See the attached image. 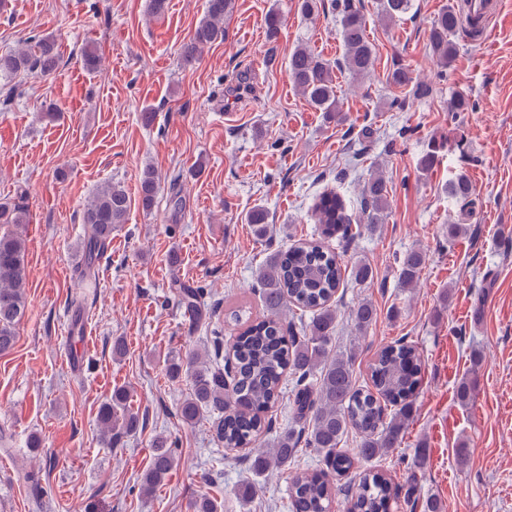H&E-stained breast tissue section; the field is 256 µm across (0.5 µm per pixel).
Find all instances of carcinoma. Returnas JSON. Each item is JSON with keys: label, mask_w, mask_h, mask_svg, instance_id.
Wrapping results in <instances>:
<instances>
[{"label": "carcinoma", "mask_w": 512, "mask_h": 512, "mask_svg": "<svg viewBox=\"0 0 512 512\" xmlns=\"http://www.w3.org/2000/svg\"><path fill=\"white\" fill-rule=\"evenodd\" d=\"M233 8L232 0H207L206 15L196 26L192 37L181 47L183 64L194 63L202 47L224 41V17ZM344 46L343 64L359 76L370 72L376 51L366 36L363 14L353 0H332ZM413 8V0H380V16L391 22ZM460 10L446 7L437 15L430 28L429 39L433 54L446 68L456 56L454 34L459 27ZM58 53L52 37L26 41L13 51L0 55V75L9 76L21 70H32L48 78L56 70ZM288 75L308 103L329 117L341 119L333 68L316 59L304 46L296 47L288 62ZM390 81L399 88L412 87V95L430 94L429 85L413 80L404 67L395 68ZM159 189L153 168H145L139 197L142 208L152 209ZM449 193L456 202L472 204L473 187L467 174L455 176ZM130 202L125 188L109 182L100 187L84 207L81 223L85 238L80 242L79 256L84 276H92L97 257L112 241V232L127 222ZM318 223L323 225L326 238L340 232L347 234L351 215L344 199L335 192L324 193L314 205ZM387 218V186L380 173L370 174L362 200V221L370 229L385 223ZM29 221V211L23 202L0 204V224L17 226ZM256 236L267 232L268 213L257 206L247 214ZM426 256L420 250H409L398 259L399 281L403 288L416 284ZM356 283L372 278V269L357 263L347 270L322 241H310L300 246L279 250L267 258L256 275L265 315L253 323L229 344L227 365L220 367L212 358L220 355L222 337L214 336L213 353L193 352L171 360L169 375H183L191 380V391L179 405L182 421L194 425L204 416L212 418L218 441L226 448H249L269 429L267 413L279 402L282 382L290 375L294 393L289 411L294 423L311 424L305 447L323 455L327 470L296 473L288 486L289 512H330L334 488L329 473L345 476L355 462H365L397 448L402 433L412 419L414 397L421 384V367L417 348L399 341L380 350L370 367L372 388L356 386L353 365L356 350L331 352L329 344L336 333V311L332 307L345 277ZM27 266L21 234L10 231L0 234V354L13 349L15 326L25 314ZM200 293L195 288L179 287L180 303L193 319L210 318L202 308ZM311 313L310 321L299 335H286V313L294 310ZM356 330L363 334L375 319V308L368 301L352 311ZM229 370L232 385L224 384V370ZM475 385L470 377L460 379L456 400L467 407L474 400ZM127 391L112 393L111 402L99 412L101 437L112 438L122 430L126 433L139 426L138 414L126 407ZM358 434L354 455H349L340 443L349 431ZM155 452L146 471L142 490L151 492L167 476L173 465L167 440H154ZM297 453L293 429L278 436L267 450L252 455L255 474L288 465ZM397 497L390 480L383 474L363 470L355 493L348 500L346 512H389L391 499Z\"/></svg>", "instance_id": "1"}]
</instances>
